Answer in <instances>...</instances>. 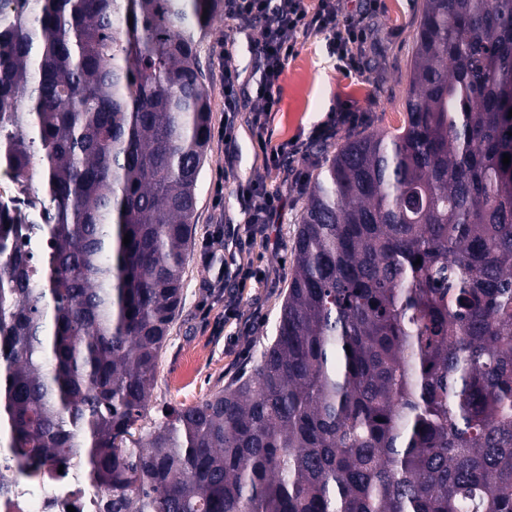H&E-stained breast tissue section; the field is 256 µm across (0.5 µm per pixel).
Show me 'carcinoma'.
Listing matches in <instances>:
<instances>
[{"label": "carcinoma", "instance_id": "cac0c4a2", "mask_svg": "<svg viewBox=\"0 0 512 512\" xmlns=\"http://www.w3.org/2000/svg\"><path fill=\"white\" fill-rule=\"evenodd\" d=\"M10 2L0 170L39 172L42 249L0 242V469L105 512H512V0H423L404 123L311 181L254 372L151 419L221 0Z\"/></svg>", "mask_w": 512, "mask_h": 512}]
</instances>
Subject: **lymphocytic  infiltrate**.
<instances>
[{"label":"lymphocytic infiltrate","mask_w":512,"mask_h":512,"mask_svg":"<svg viewBox=\"0 0 512 512\" xmlns=\"http://www.w3.org/2000/svg\"><path fill=\"white\" fill-rule=\"evenodd\" d=\"M224 16L235 32L249 35L254 64L263 74L259 96L263 102L255 121L265 127L280 104V80L285 64L295 52L298 35L327 37V49L346 72H361L368 39L365 14H348L343 0H224ZM240 204L253 224L273 223L282 208L279 195L251 184L238 192Z\"/></svg>","instance_id":"lymphocytic-infiltrate-1"}]
</instances>
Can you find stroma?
Here are the masks:
<instances>
[{"instance_id":"obj_1","label":"stroma","mask_w":512,"mask_h":512,"mask_svg":"<svg viewBox=\"0 0 512 512\" xmlns=\"http://www.w3.org/2000/svg\"><path fill=\"white\" fill-rule=\"evenodd\" d=\"M422 0H381L370 22L363 74L345 73L325 49L324 36L299 37L281 78V105L265 132L252 124L261 102L256 89L262 75L251 59L245 36L216 16L200 42L211 107V131L224 124V81L219 65L238 69L244 83L242 110L233 135L232 167L224 147L210 139L197 183V207L189 260L183 276L181 306L161 351L150 406L197 403L254 369L274 334V325L291 278V245L305 191L328 151L353 131L399 127L409 81L413 38ZM349 104L354 122L331 124L334 109ZM284 145L277 164L265 163L259 138ZM257 184L278 193L283 209L274 223L260 225L237 249L238 261L257 272L259 281L220 278L203 262L211 250L223 253L229 228H244L238 190Z\"/></svg>"}]
</instances>
